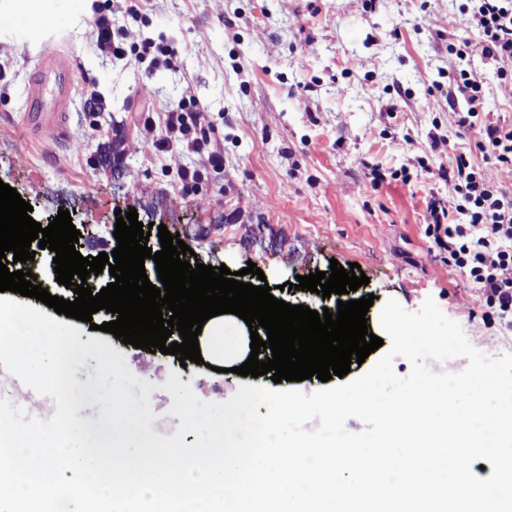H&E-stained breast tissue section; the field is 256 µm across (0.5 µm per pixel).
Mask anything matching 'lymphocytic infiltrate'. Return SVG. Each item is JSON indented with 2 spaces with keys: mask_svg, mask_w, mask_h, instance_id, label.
I'll list each match as a JSON object with an SVG mask.
<instances>
[{
  "mask_svg": "<svg viewBox=\"0 0 512 512\" xmlns=\"http://www.w3.org/2000/svg\"><path fill=\"white\" fill-rule=\"evenodd\" d=\"M452 23L479 34L477 42H464L457 58L479 55L497 62V88L512 96V0H472L471 8L455 15ZM93 40L103 54L131 56L153 67L170 63L178 54L165 41L151 37L126 48L116 45L112 23L105 16L97 19ZM448 104L459 130L476 131L475 147L483 161L475 163L462 152L451 167H438L434 176L448 183L452 195L428 199L427 233L438 251L447 254L449 265L477 285L482 301L501 313H512V189L502 182L503 177L512 178V123L488 119L484 82L465 69L448 83ZM143 127L151 133L156 151L169 153L178 146L197 155L195 167L177 169L183 186L197 184L208 170L223 169L224 153L212 141L198 99H185L158 118L145 115Z\"/></svg>",
  "mask_w": 512,
  "mask_h": 512,
  "instance_id": "f902f5d3",
  "label": "lymphocytic infiltrate"
}]
</instances>
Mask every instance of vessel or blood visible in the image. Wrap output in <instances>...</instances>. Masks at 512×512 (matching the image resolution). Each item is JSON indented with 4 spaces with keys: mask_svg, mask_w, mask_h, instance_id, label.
Instances as JSON below:
<instances>
[{
    "mask_svg": "<svg viewBox=\"0 0 512 512\" xmlns=\"http://www.w3.org/2000/svg\"><path fill=\"white\" fill-rule=\"evenodd\" d=\"M74 91L75 75L68 51L57 43H45L28 77L22 117L26 135L50 151L58 147L77 149L78 140L70 127ZM11 386L31 412L42 418L53 416L54 401L37 394L19 378H12Z\"/></svg>",
    "mask_w": 512,
    "mask_h": 512,
    "instance_id": "obj_1",
    "label": "vessel or blood"
}]
</instances>
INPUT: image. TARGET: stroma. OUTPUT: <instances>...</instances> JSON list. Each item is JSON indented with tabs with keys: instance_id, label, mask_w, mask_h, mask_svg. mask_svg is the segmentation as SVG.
<instances>
[{
	"instance_id": "obj_1",
	"label": "stroma",
	"mask_w": 512,
	"mask_h": 512,
	"mask_svg": "<svg viewBox=\"0 0 512 512\" xmlns=\"http://www.w3.org/2000/svg\"><path fill=\"white\" fill-rule=\"evenodd\" d=\"M48 2L58 22L28 33L0 29V181L30 203L36 222L49 225L69 210L81 232L77 251L96 256L114 249L117 211L133 208L139 222L179 235L198 262L234 272L255 263L275 298L316 311L335 309L338 295L295 290L292 281L355 262L370 282L348 297L374 296L366 315L373 334L382 332L388 299L415 312L430 297L475 348L512 354V314L472 305L471 280L425 232L430 195L449 194L425 165L448 166L457 152L475 150V133L458 131L446 101L448 75L465 68L483 77L490 112L512 122V99L494 92V62L448 52L450 42L479 38L449 25L466 0H147L138 20L120 12L122 0ZM99 5L110 9L116 42L164 37L179 51L173 65L148 71L102 55L91 41ZM49 40L64 42L76 60L71 124L82 144L53 157L21 128L23 88ZM188 92L207 110L224 167L186 188L176 169L196 166L197 156L154 153L140 129L143 111H163ZM406 137L410 145L396 149ZM373 165L387 174L376 186ZM403 167L409 180L397 175ZM103 322L99 313L78 322L80 339L107 342L155 384L158 435L180 423L161 389L170 372L203 401L272 384L267 374H234L251 352L236 315L224 320L239 342L225 373L121 343L100 331Z\"/></svg>"
}]
</instances>
